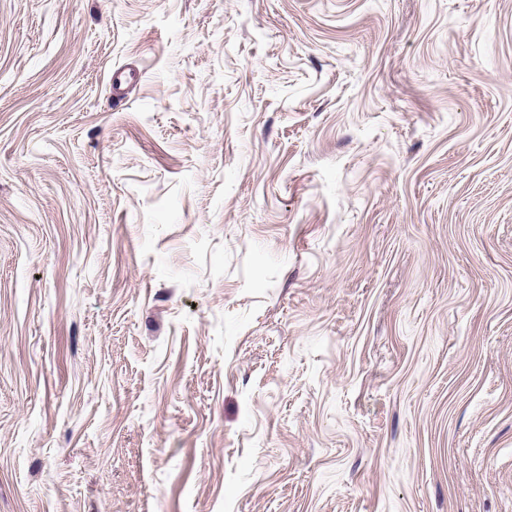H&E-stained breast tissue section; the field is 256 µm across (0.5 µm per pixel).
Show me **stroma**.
Masks as SVG:
<instances>
[{"instance_id": "obj_1", "label": "stroma", "mask_w": 512, "mask_h": 512, "mask_svg": "<svg viewBox=\"0 0 512 512\" xmlns=\"http://www.w3.org/2000/svg\"><path fill=\"white\" fill-rule=\"evenodd\" d=\"M0 512H512V0H0Z\"/></svg>"}]
</instances>
